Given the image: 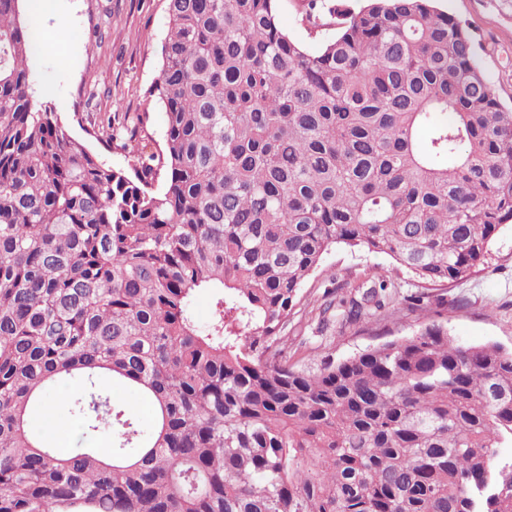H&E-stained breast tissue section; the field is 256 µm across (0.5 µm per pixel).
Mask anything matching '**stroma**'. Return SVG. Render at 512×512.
Masks as SVG:
<instances>
[{
    "label": "stroma",
    "mask_w": 512,
    "mask_h": 512,
    "mask_svg": "<svg viewBox=\"0 0 512 512\" xmlns=\"http://www.w3.org/2000/svg\"><path fill=\"white\" fill-rule=\"evenodd\" d=\"M437 6L467 24L483 73L501 103L511 107L512 0H438ZM280 22L293 40L311 52L318 51L330 35L329 30L307 26L302 0H284ZM38 24L57 42L31 44L28 66L36 103L52 107L71 136L116 168L130 169L132 156L103 151L85 133L89 120H104L115 112L148 113L146 135L153 147L163 145L165 113L159 105L147 103L145 90L160 73L167 0H45ZM382 270L401 284L403 292L420 291L415 274L394 267L387 256L342 246L325 255L304 284L302 303L293 318L301 341L297 361H306L311 349L320 345L326 355L339 359L411 331L410 316L344 325L333 314H320L313 304L324 290L336 287L348 292ZM440 295V310L457 341L512 348V227H504L495 238L481 271L466 282L448 284ZM77 390V384L71 383L48 392L60 428H44L43 414L34 416L52 446L69 450L77 446L80 422L65 409Z\"/></svg>",
    "instance_id": "35a3bbf8"
}]
</instances>
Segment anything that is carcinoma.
Masks as SVG:
<instances>
[{
    "instance_id": "carcinoma-1",
    "label": "carcinoma",
    "mask_w": 512,
    "mask_h": 512,
    "mask_svg": "<svg viewBox=\"0 0 512 512\" xmlns=\"http://www.w3.org/2000/svg\"><path fill=\"white\" fill-rule=\"evenodd\" d=\"M306 6L335 29L315 53L281 0H168L146 91L164 148L146 112L86 130L133 154L129 174L34 103L31 23L0 0V512H512V351L456 343L434 295L386 274L322 312L400 302L417 330L303 366L287 345L335 246L431 287L480 271L512 224V108L434 0ZM60 381L110 452L33 431ZM109 387L112 400L123 405L129 413L142 423L144 428H148L152 413L143 397L127 384L111 383Z\"/></svg>"
}]
</instances>
